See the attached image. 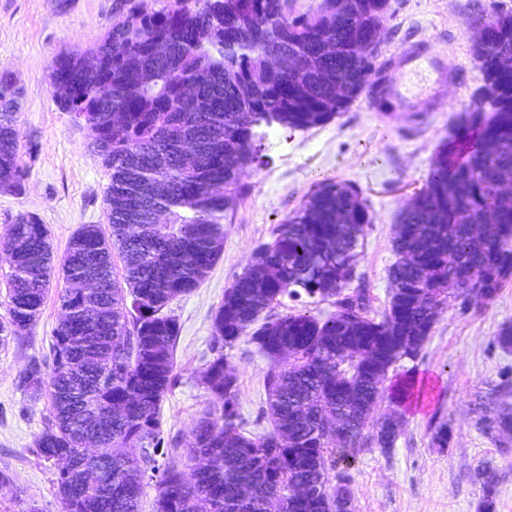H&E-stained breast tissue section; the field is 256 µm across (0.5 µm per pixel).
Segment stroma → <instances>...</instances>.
I'll return each instance as SVG.
<instances>
[{
	"instance_id": "obj_1",
	"label": "stroma",
	"mask_w": 512,
	"mask_h": 512,
	"mask_svg": "<svg viewBox=\"0 0 512 512\" xmlns=\"http://www.w3.org/2000/svg\"><path fill=\"white\" fill-rule=\"evenodd\" d=\"M474 0H388L387 36L375 58L409 95L437 98L439 106L421 124L401 112L359 97L329 123L304 131L269 129L262 145L264 165L252 174L248 191L224 217L220 258L189 295L169 309L181 332L176 344L179 384L160 407L165 431L188 439L193 424L219 402L201 383L213 359V316L224 290L248 267L252 251L271 241L273 231L304 204L323 182L356 187L371 222L354 259L367 289L371 316H380L391 296L388 269L395 262L393 241L402 212L424 188L438 146L460 125L482 73L470 38ZM112 16V0H0V71L24 89L18 125V160L28 171L22 194L0 193V237L8 216L38 215L51 233L55 256H63L83 224H106L109 173L92 151L91 133L57 108L50 60L64 48L93 44ZM409 40L427 43L448 68L460 70L458 83L436 84L428 71L408 72L396 59ZM53 282L36 324L25 337L0 345V512H61L53 463L41 458L35 438L51 418L49 394L31 398L17 386L32 362L50 372L53 330L61 317ZM512 326V279L487 304L460 313L448 299L417 359L403 360L387 375V385L411 377L414 387L402 405L379 399L363 435L367 445L346 464L353 512H481L482 491L473 479L481 466L496 474L494 512H512V432L488 430L485 418L512 411V349L496 344ZM224 359L238 381L245 420L264 407L267 360L248 339L225 349ZM401 417L393 448L377 447L373 421ZM448 425L450 442L432 444L435 424Z\"/></svg>"
}]
</instances>
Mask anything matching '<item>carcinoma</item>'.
<instances>
[{
  "instance_id": "carcinoma-1",
  "label": "carcinoma",
  "mask_w": 512,
  "mask_h": 512,
  "mask_svg": "<svg viewBox=\"0 0 512 512\" xmlns=\"http://www.w3.org/2000/svg\"><path fill=\"white\" fill-rule=\"evenodd\" d=\"M114 22L94 44L51 59L59 109L93 133L92 148L110 172L107 226L83 224L60 260L34 213L8 217L4 244L8 317L0 344L39 319L54 278L65 281L54 329L52 369L31 363L18 385L33 398L46 390L52 420L35 440L56 473L62 512H141L155 488L153 512H349L340 460L361 449V431L388 371L418 357L435 323L433 307L450 288L461 310L489 301L512 278V198L493 192L512 181V11L478 4L472 49L483 74L463 142L450 137L404 212L394 238L389 307L369 315L365 289L346 288L370 223L352 185L321 184L305 204L254 248L249 267L224 290L203 384L221 407L194 423L191 442L164 431L160 403L178 383V319L165 312L193 292L217 263L224 213L243 179L263 164L259 151L278 125L304 130L327 123L362 93H374V56L354 60L352 46L373 41L387 0H117ZM281 50L292 69L258 74L261 54ZM22 90L0 72V192L19 194ZM500 222L477 243L471 225L487 208ZM122 261L114 275L113 252ZM104 283L85 292L87 256ZM288 297L301 310L273 312ZM332 301L321 319L306 310ZM242 337L269 362L263 433L244 432L237 378L223 348ZM400 418L375 423L374 440L391 448ZM104 449L82 453L85 440ZM184 452L179 469L159 459ZM483 512H494L496 479L475 471Z\"/></svg>"
}]
</instances>
